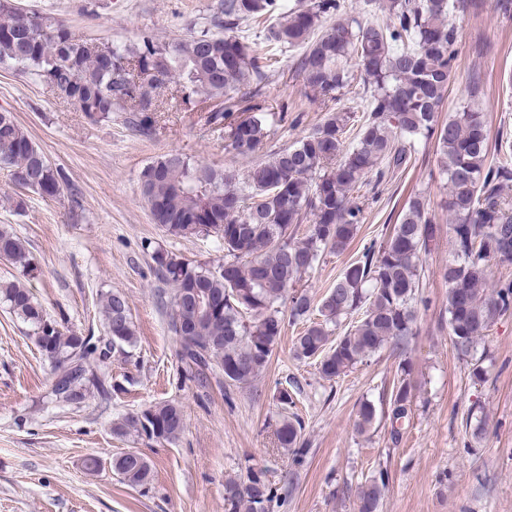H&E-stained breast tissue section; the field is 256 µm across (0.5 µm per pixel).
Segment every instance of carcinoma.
Returning a JSON list of instances; mask_svg holds the SVG:
<instances>
[{
    "label": "carcinoma",
    "mask_w": 512,
    "mask_h": 512,
    "mask_svg": "<svg viewBox=\"0 0 512 512\" xmlns=\"http://www.w3.org/2000/svg\"><path fill=\"white\" fill-rule=\"evenodd\" d=\"M478 2L384 0L381 9L390 21L363 24L347 16L344 0H309L294 8L284 0H219L211 27L168 44L144 36L129 47L84 38L47 13L0 0V65L35 76L92 123L130 112L142 134L152 131L156 113L169 111L159 100L162 90H171L175 102L199 96L207 123L224 130L233 151L249 155L261 149L286 113L270 112L258 101L260 90L251 84H260L275 62L236 30L242 21L273 19L262 30L261 42L302 49L298 70L304 87L328 111L310 134L242 175L177 151L148 165L141 194L153 223L174 237L212 236L224 250V263L215 267L163 248L151 259L157 276L173 287L169 328L179 341L182 382L205 389L218 369L228 387L251 384L266 369L287 319L304 322L294 356L315 359L320 376L333 381L388 343L403 354L415 336L420 253L435 236L428 202L413 197L392 234L364 244L361 256L319 302L296 283L326 254L346 251L355 239L365 220V203L355 194L363 178L373 172L381 182L405 171L421 139L434 142L447 179L455 258L442 278L448 283V328L458 354L470 356L494 320L512 309V278L485 288L493 264H512V203L503 196L512 182V138L501 136L494 147L497 159H489L477 83L447 121L437 118L457 67L454 14ZM318 29L321 34L311 39ZM352 56L368 94L360 116L331 109L357 81L348 64ZM350 132L354 141L348 146ZM0 168L15 186L45 198L69 190L63 170L51 165L9 112H0ZM306 220L309 231L298 239L296 226ZM0 256L21 273L0 281V300L28 326L52 368L61 371L52 396L80 406L94 391L107 395L93 365L136 343L124 295L110 292L103 298L104 330L112 339L104 351L65 320L48 316L34 300L22 279L36 266L6 227L0 228ZM354 314V324L333 336L340 318ZM412 390L410 370L402 361L388 400L393 420L408 416ZM277 399L283 411L275 429L278 447L290 452L298 467L307 453L304 425L297 414H288L294 401L287 389ZM377 415L376 405L364 401L356 432H366ZM183 430V407L172 401L150 404L112 428L118 437L135 431L166 442L177 440ZM112 468L134 488L153 479L149 460L137 451L113 457ZM267 473L265 467L249 465L239 478L227 481L225 512H269L278 489ZM385 485L382 472L365 482L357 494L358 512H379Z\"/></svg>",
    "instance_id": "obj_1"
}]
</instances>
